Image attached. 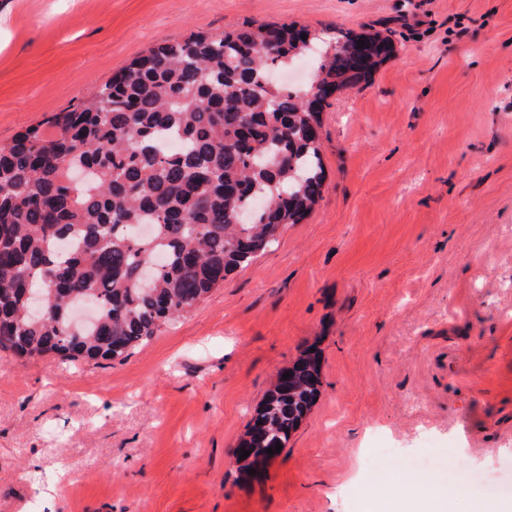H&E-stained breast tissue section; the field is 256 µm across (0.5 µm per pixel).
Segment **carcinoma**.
Listing matches in <instances>:
<instances>
[{
  "label": "carcinoma",
  "mask_w": 512,
  "mask_h": 512,
  "mask_svg": "<svg viewBox=\"0 0 512 512\" xmlns=\"http://www.w3.org/2000/svg\"><path fill=\"white\" fill-rule=\"evenodd\" d=\"M393 51L377 31L296 23L195 33L56 113L55 132L18 133L0 147V349L95 364L198 305L318 202L320 115ZM305 55L317 88L262 85ZM285 371L240 443L248 467L287 447L320 394L318 352Z\"/></svg>",
  "instance_id": "obj_1"
}]
</instances>
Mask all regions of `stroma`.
<instances>
[{
	"instance_id": "35a3bbf8",
	"label": "stroma",
	"mask_w": 512,
	"mask_h": 512,
	"mask_svg": "<svg viewBox=\"0 0 512 512\" xmlns=\"http://www.w3.org/2000/svg\"><path fill=\"white\" fill-rule=\"evenodd\" d=\"M246 22L395 53L322 113L313 211L178 322L115 361L0 351V512H350L376 447L411 512H438L415 477L512 484V0H0V146L154 46ZM311 347L320 397L241 475Z\"/></svg>"
}]
</instances>
